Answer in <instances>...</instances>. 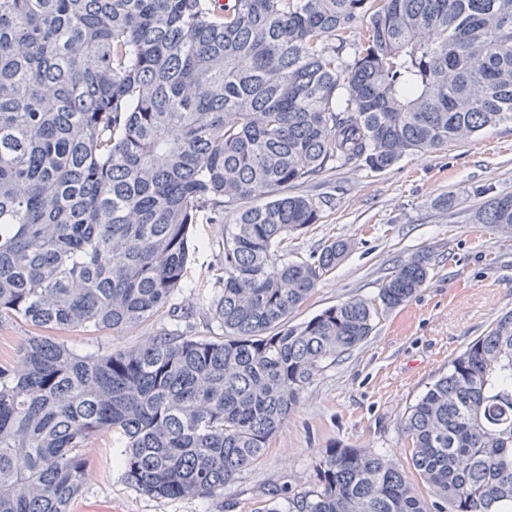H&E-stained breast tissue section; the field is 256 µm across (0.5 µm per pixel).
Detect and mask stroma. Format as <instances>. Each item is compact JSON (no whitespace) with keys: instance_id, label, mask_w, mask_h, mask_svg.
<instances>
[{"instance_id":"stroma-1","label":"stroma","mask_w":512,"mask_h":512,"mask_svg":"<svg viewBox=\"0 0 512 512\" xmlns=\"http://www.w3.org/2000/svg\"><path fill=\"white\" fill-rule=\"evenodd\" d=\"M324 203L320 223L293 237L294 256L324 242L352 250L294 315L301 323L355 298H374L400 261L426 256L430 274L405 305L383 313L366 341L328 365L306 389L266 453L216 500L155 498L123 478L120 442L102 433L90 443L88 476L72 512H257L265 503L311 489L329 448H371L399 463L410 450L402 429L412 405L466 347L512 310V236L474 223L488 194L512 195V124L483 130L460 144L403 157L376 172L366 167L326 172L299 188ZM458 198L456 207L441 199ZM220 224L194 227L195 250L185 286L174 299L199 336L221 335L207 311L217 297ZM159 315L124 335L69 333L70 347L132 348L162 326Z\"/></svg>"}]
</instances>
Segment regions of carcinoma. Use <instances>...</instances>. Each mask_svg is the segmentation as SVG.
<instances>
[{"mask_svg":"<svg viewBox=\"0 0 512 512\" xmlns=\"http://www.w3.org/2000/svg\"><path fill=\"white\" fill-rule=\"evenodd\" d=\"M509 122L512 0H0V323L34 327L0 359V512H70L101 432L138 491L224 496L429 276L411 257L377 297L289 324L350 249L288 257L323 206L294 188ZM473 219L511 234L512 195ZM204 222L224 225L223 336L177 320L133 349L67 344L171 308ZM404 432L412 472L331 448L288 512H512V311Z\"/></svg>","mask_w":512,"mask_h":512,"instance_id":"1","label":"carcinoma"}]
</instances>
